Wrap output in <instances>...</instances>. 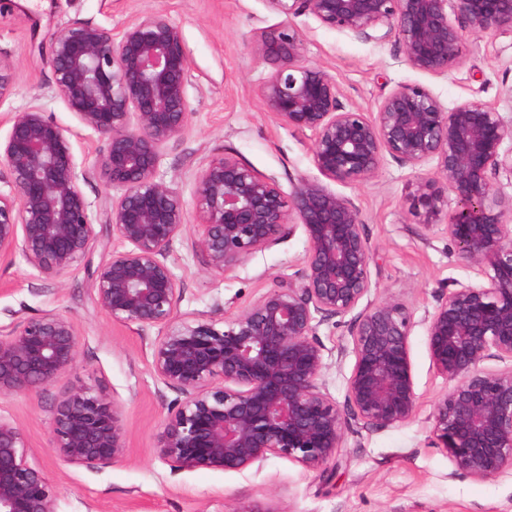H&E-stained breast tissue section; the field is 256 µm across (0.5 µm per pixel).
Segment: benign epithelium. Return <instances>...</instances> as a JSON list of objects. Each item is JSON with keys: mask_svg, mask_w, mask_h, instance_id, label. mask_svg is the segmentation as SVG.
<instances>
[{"mask_svg": "<svg viewBox=\"0 0 512 512\" xmlns=\"http://www.w3.org/2000/svg\"><path fill=\"white\" fill-rule=\"evenodd\" d=\"M285 16L254 40L269 67L260 93L271 119L310 134L321 178L301 177L290 192L233 154L211 157L191 198L198 222L193 252L222 275L302 228L309 248L288 281L223 326L179 321L180 283L167 262L185 228L180 191L157 177L162 150L189 126L190 60L182 30L167 13L140 15L119 29L74 21L50 36L49 62L78 124L106 143L101 172L112 188L107 224L126 245L94 271L99 307L113 321L156 327L152 368L181 399L168 409L156 448L175 471H240L269 457L317 469L336 456L353 427H398L417 412L408 338L423 324L435 372L448 392L433 404L435 444L450 476L493 479L512 471V119L491 103L466 99L445 109L424 85L404 83L365 112L346 106L336 79L303 55L292 19L364 41H392L415 70L446 76L461 62L468 34L512 35V0H267ZM16 67L0 56V100ZM73 131L31 104L0 138V260L21 253L46 281L84 260L96 234L79 187ZM418 177L410 197L424 236L446 224L457 254L485 282L458 284L417 321L385 297L359 308L371 288L361 209L329 183L375 178L386 158ZM454 208H448V196ZM348 321L354 364L338 405L319 380L320 325ZM79 328L46 312L0 334V395L44 388L76 362ZM487 360L509 366L489 371ZM54 448L68 464L104 468L126 451L122 405L74 387L55 404ZM54 486L27 459L12 418L0 416V512H53Z\"/></svg>", "mask_w": 512, "mask_h": 512, "instance_id": "1", "label": "benign epithelium"}]
</instances>
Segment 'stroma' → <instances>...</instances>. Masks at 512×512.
<instances>
[{
    "instance_id": "35a3bbf8",
    "label": "stroma",
    "mask_w": 512,
    "mask_h": 512,
    "mask_svg": "<svg viewBox=\"0 0 512 512\" xmlns=\"http://www.w3.org/2000/svg\"><path fill=\"white\" fill-rule=\"evenodd\" d=\"M157 10L182 29L192 109L189 131L163 152L159 177L190 196L202 165L224 152L286 191L299 177L317 174L309 140L273 122L260 95L269 68L255 58L251 42L283 21L267 0H0V55L16 65L11 92L0 100V135H6L13 113L35 99L49 119L73 129L76 158L85 171L80 186L96 233L89 256L53 282L43 281L22 256L0 262L1 333L47 311L74 317L80 331L70 371L46 388L0 396V415L17 421L29 462L43 468L55 488L54 512H512L511 472L487 480L452 476L446 449L432 444L429 415L448 383L432 367L421 324L408 339L415 417L394 428L346 433L335 458L322 468L271 457L241 471H174L157 457L167 409L180 394L152 370L157 329L113 322L95 301L92 274L120 247L106 222L112 190L99 170L105 144L67 110L48 63L51 33L73 21L117 28ZM294 23L303 33L305 60L326 68L345 102L364 111H377L396 85L420 83L444 107L478 99L512 116L506 94L512 87L511 38L470 37L462 63L436 77L410 67L394 43L362 41L308 15ZM415 178L410 168L389 159L371 181L339 183L335 190L354 198L362 211L372 249L368 301L395 297L421 320L438 296L459 282L479 283L480 277L458 258L444 232L423 239L406 197ZM308 247L303 231L295 230L224 276L208 270L187 236L178 237L168 263L182 286L180 320L232 317L274 278L293 275ZM318 335L328 350L321 383L336 402H344L354 362L348 326L329 322ZM75 386L101 392L124 408L127 453L112 466H74L53 448L54 402Z\"/></svg>"
}]
</instances>
